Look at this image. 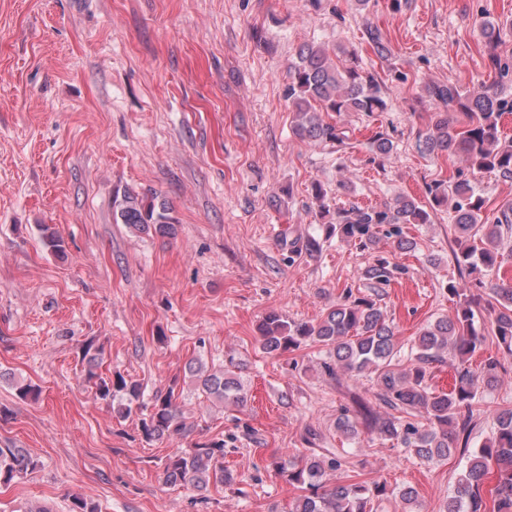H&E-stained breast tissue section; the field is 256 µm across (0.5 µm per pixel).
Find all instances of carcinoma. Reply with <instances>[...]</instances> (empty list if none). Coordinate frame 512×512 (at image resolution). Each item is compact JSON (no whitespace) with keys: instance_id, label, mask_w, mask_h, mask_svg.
Returning a JSON list of instances; mask_svg holds the SVG:
<instances>
[{"instance_id":"carcinoma-1","label":"carcinoma","mask_w":512,"mask_h":512,"mask_svg":"<svg viewBox=\"0 0 512 512\" xmlns=\"http://www.w3.org/2000/svg\"><path fill=\"white\" fill-rule=\"evenodd\" d=\"M369 44L380 60L392 56L381 31L366 29ZM481 35L494 69L495 80L477 94L445 84H428L424 91L437 112L434 121L418 131L424 152L462 157L472 171L493 173L512 181V140L502 139L501 120L512 113V98L502 96V82L512 77V62L495 54L500 41V26L483 23ZM350 56V65L339 67L328 49L306 44L289 67L290 83L286 97L294 112V134L302 141L340 142L336 125L323 118L325 112H382L385 82L378 72L361 67L355 53L338 48ZM461 113L467 123L459 126L452 114ZM393 149L388 135L377 132L370 140L374 157L385 158ZM429 199L422 204L413 198L398 196L382 208L354 207L336 211L329 222V234L349 241L360 249L378 244L384 225L392 226L387 235L398 251H411L414 242L405 237L403 225L428 224L431 212L451 206L458 252L455 253L460 276L470 280V287L448 280L447 292L457 299L452 317H441L423 328L408 352H402L395 326L387 321L378 303L370 298H347L336 304L324 319L313 324L288 322L272 312L259 324V342L268 355L298 351L315 344L326 353L321 371L336 377V368L351 376H370L377 396L387 413L380 414L362 397L354 398L357 416L343 412L336 429L346 439L359 436V430L404 448L421 460H445L456 448L468 452L467 463L443 512H512V408L495 411V427L479 448L469 444L478 411V388L494 387L503 365L496 356L479 364L471 360L485 349L488 337L476 326V315L486 312L491 319L493 339L498 350L512 357V281L490 278L502 265L501 228L512 230V206L501 209L495 223L483 222L484 197L460 172L449 183L438 180L427 186ZM113 220L133 233L172 236L177 219L172 208L153 190L126 191L113 200ZM43 247L54 255L65 253V243L49 226L42 228ZM377 286L390 282V261L379 255L365 271ZM85 380L92 384L97 399L118 406L125 419L138 412V431L147 443L165 436L187 435L191 428L180 416L176 405L177 380L167 390L154 392L144 402L143 386L118 374L102 376V350L88 344ZM451 365L455 384L448 392L432 389L433 370ZM199 395L211 401L243 407L247 396L237 373L229 367L208 369L201 362L188 367ZM316 433L308 429L302 441L309 452L288 460L277 458L271 466L289 484L302 490L290 512H377L381 502L394 498L401 512H420L418 493L412 486L395 491L384 482H345L328 485V472L342 467L339 456L326 458L314 448ZM39 459L28 449L10 443L0 445V485L8 486L16 478L37 471ZM166 481L191 483L204 488L211 483L230 484L234 477L224 468V440L197 442L186 451L169 456L163 468Z\"/></svg>"}]
</instances>
